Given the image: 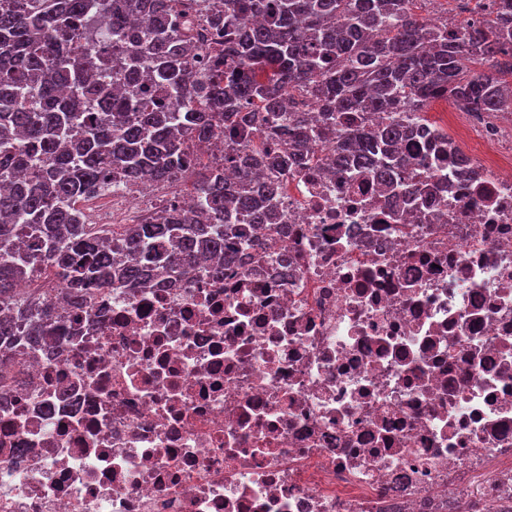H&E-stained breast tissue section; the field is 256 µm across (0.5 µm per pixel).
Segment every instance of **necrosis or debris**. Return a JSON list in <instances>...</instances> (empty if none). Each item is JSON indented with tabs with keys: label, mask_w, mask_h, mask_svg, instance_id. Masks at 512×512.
Segmentation results:
<instances>
[{
	"label": "necrosis or debris",
	"mask_w": 512,
	"mask_h": 512,
	"mask_svg": "<svg viewBox=\"0 0 512 512\" xmlns=\"http://www.w3.org/2000/svg\"><path fill=\"white\" fill-rule=\"evenodd\" d=\"M486 145L473 153L471 137ZM512 121L474 105L366 174H281V238L80 312L0 393V512H512ZM163 188L85 202L157 222Z\"/></svg>",
	"instance_id": "obj_1"
}]
</instances>
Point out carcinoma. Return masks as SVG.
<instances>
[{
  "instance_id": "1",
  "label": "carcinoma",
  "mask_w": 512,
  "mask_h": 512,
  "mask_svg": "<svg viewBox=\"0 0 512 512\" xmlns=\"http://www.w3.org/2000/svg\"><path fill=\"white\" fill-rule=\"evenodd\" d=\"M222 2L205 22L224 47L199 80L184 66L197 25L183 0H0V177L15 178L0 192L1 365L60 329L43 295L17 292L33 270L66 285L72 308L82 309L115 284L141 286L202 252L222 257L216 276L241 266L229 240L236 216L276 229L277 189L254 182L255 172L312 162L309 117L275 122L288 89L311 93L330 123L343 112L388 115L404 92L415 112L439 94L486 112L512 110V0H496L491 21L434 26L414 9L419 0ZM135 15L145 20L142 35L131 27ZM242 16L256 23L243 26ZM100 25L111 43L128 45L132 114L116 104L112 73L92 78ZM81 37L76 55L68 46ZM143 68L166 95L139 82ZM241 127L262 131V146L224 157L240 175L227 183L222 169L198 164L192 145ZM411 134L390 120L357 127L336 161L370 166L390 182L394 147ZM114 166L130 184L174 183L191 169L198 211L173 209L157 224L84 223L80 202L109 186ZM22 231L28 250L18 254L12 239Z\"/></svg>"
}]
</instances>
